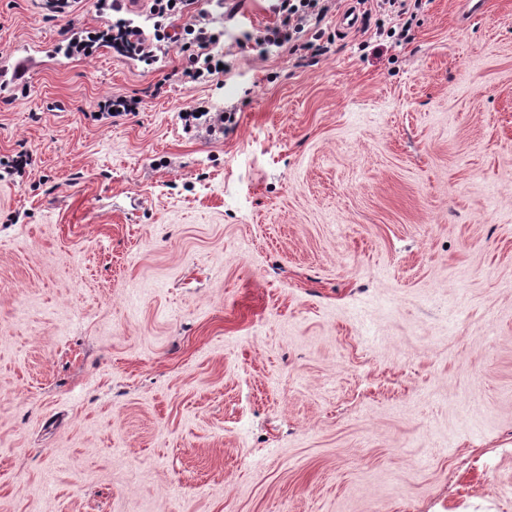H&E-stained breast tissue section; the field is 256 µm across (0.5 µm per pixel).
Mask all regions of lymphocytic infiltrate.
Wrapping results in <instances>:
<instances>
[{"label":"lymphocytic infiltrate","instance_id":"lymphocytic-infiltrate-1","mask_svg":"<svg viewBox=\"0 0 512 512\" xmlns=\"http://www.w3.org/2000/svg\"><path fill=\"white\" fill-rule=\"evenodd\" d=\"M195 0H149V18L152 32H145L135 19L126 17L117 0H95L97 12L106 17L103 28L69 27L57 52L67 58L93 55L100 44H111L121 55L146 63H154L157 43H177L192 48L184 79L191 82H209L219 77V64L224 57L216 48L223 43L225 31L214 26L204 14L192 13ZM336 7V0H275L276 25L255 30L238 49L266 52L274 48L291 46L292 50L317 51L313 42H301V34L315 31L317 25Z\"/></svg>","mask_w":512,"mask_h":512}]
</instances>
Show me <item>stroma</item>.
<instances>
[{"label": "stroma", "mask_w": 512, "mask_h": 512, "mask_svg": "<svg viewBox=\"0 0 512 512\" xmlns=\"http://www.w3.org/2000/svg\"><path fill=\"white\" fill-rule=\"evenodd\" d=\"M467 10L0 99L34 161L0 181V512H512V0ZM103 22L0 0V54ZM140 103V99L136 96L124 94L114 95L112 99L103 102L101 106L103 111L107 109V112H98V115L100 119H112L126 116L131 114L130 112H139ZM111 108H114V113H111Z\"/></svg>", "instance_id": "stroma-1"}]
</instances>
